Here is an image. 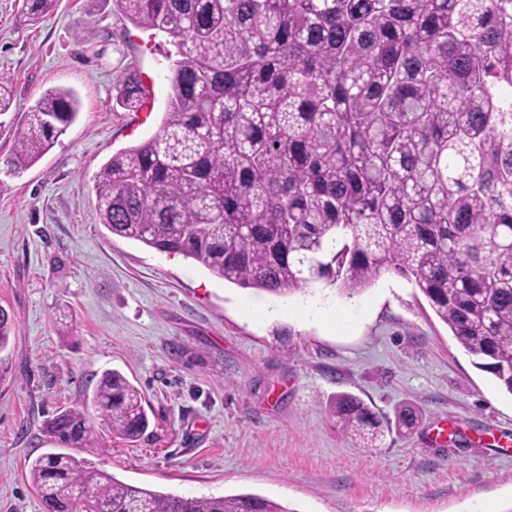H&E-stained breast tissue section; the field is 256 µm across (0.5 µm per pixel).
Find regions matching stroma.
Masks as SVG:
<instances>
[{"label":"stroma","mask_w":512,"mask_h":512,"mask_svg":"<svg viewBox=\"0 0 512 512\" xmlns=\"http://www.w3.org/2000/svg\"><path fill=\"white\" fill-rule=\"evenodd\" d=\"M0 0V74L27 107L74 89L77 121L34 166L7 174L14 113L0 115V512H43L28 460L52 445L43 421L79 406L104 370L145 395L137 442L100 433L89 460L146 489L257 494L294 512H512V396L476 369L422 294L386 274L348 299L324 287L288 299L225 283L193 261L115 236L92 188L112 153L158 129L166 35L148 39L113 0H58L36 24ZM129 68L150 106L116 103ZM278 308L269 316V308ZM351 393L375 412L380 447L331 413ZM416 425L398 427L402 410Z\"/></svg>","instance_id":"stroma-1"}]
</instances>
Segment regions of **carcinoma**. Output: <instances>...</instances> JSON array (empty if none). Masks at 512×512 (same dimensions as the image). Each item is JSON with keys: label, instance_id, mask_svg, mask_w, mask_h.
<instances>
[{"label": "carcinoma", "instance_id": "obj_1", "mask_svg": "<svg viewBox=\"0 0 512 512\" xmlns=\"http://www.w3.org/2000/svg\"><path fill=\"white\" fill-rule=\"evenodd\" d=\"M175 47L158 130L94 183L115 237L181 255L274 298L318 283L352 298L384 273L410 281L474 366L512 396V0H114ZM56 0H22L35 22ZM120 106L139 110L128 70ZM0 74V115L10 111ZM46 89L15 128L7 172L35 165L76 121ZM14 322L0 308V351ZM142 391L100 375L85 405L47 419L57 447L27 477L43 512H296L256 494L193 497L125 483L69 450L149 428ZM342 429L383 434L362 399Z\"/></svg>", "mask_w": 512, "mask_h": 512}]
</instances>
